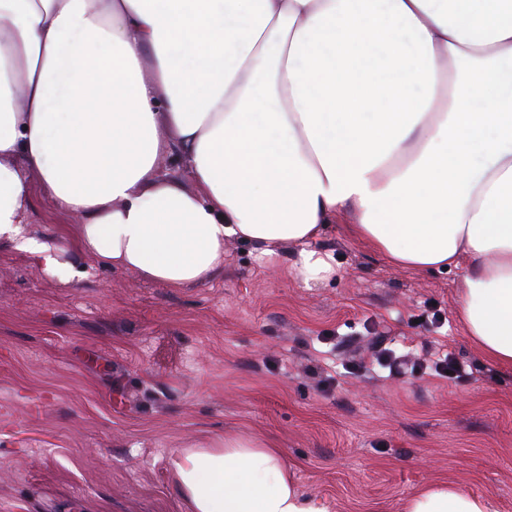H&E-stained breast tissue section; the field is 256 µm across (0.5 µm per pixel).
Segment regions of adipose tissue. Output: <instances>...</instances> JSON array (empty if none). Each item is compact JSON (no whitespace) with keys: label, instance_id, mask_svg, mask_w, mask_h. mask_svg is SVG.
Instances as JSON below:
<instances>
[{"label":"adipose tissue","instance_id":"adipose-tissue-1","mask_svg":"<svg viewBox=\"0 0 512 512\" xmlns=\"http://www.w3.org/2000/svg\"><path fill=\"white\" fill-rule=\"evenodd\" d=\"M164 153L205 196L157 177ZM37 186L101 266L169 288L221 274L230 239L324 280L337 218L394 265H465L462 327L512 367V0H0V245L72 280L23 226ZM174 480L190 512H323L252 435ZM405 512L488 506L444 481Z\"/></svg>","mask_w":512,"mask_h":512}]
</instances>
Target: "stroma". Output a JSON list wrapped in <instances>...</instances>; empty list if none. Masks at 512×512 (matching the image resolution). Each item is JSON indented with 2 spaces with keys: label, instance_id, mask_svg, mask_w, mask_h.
<instances>
[{
  "label": "stroma",
  "instance_id": "obj_1",
  "mask_svg": "<svg viewBox=\"0 0 512 512\" xmlns=\"http://www.w3.org/2000/svg\"><path fill=\"white\" fill-rule=\"evenodd\" d=\"M84 218L34 189L30 235H55L84 278L0 247V512H189L181 450L256 434L282 448L299 489L327 512H403L443 479L512 512V369L487 360L458 319L462 268L389 264L327 225L311 247L336 272L305 283L286 246H224V273L169 288L81 254ZM476 378L382 365L312 368L381 341L414 360L440 334Z\"/></svg>",
  "mask_w": 512,
  "mask_h": 512
}]
</instances>
